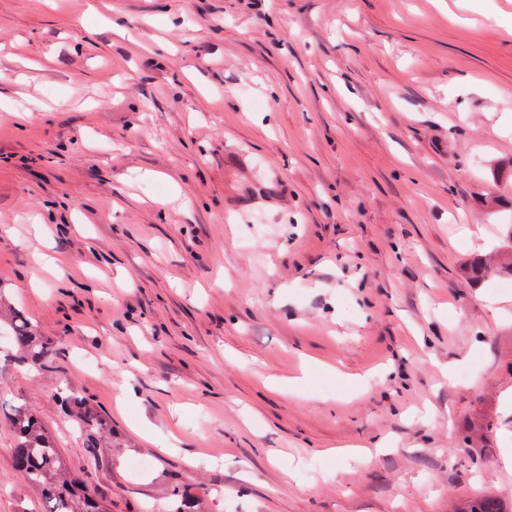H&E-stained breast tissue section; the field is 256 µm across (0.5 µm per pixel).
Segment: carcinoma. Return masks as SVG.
Segmentation results:
<instances>
[{"label": "carcinoma", "mask_w": 512, "mask_h": 512, "mask_svg": "<svg viewBox=\"0 0 512 512\" xmlns=\"http://www.w3.org/2000/svg\"><path fill=\"white\" fill-rule=\"evenodd\" d=\"M11 330L23 352L21 361L34 369L47 366L51 349L37 336L30 320L14 313ZM58 396L62 407L74 418L79 433L85 436L86 451L94 453L99 437L110 431L106 419L86 397L68 387L61 389ZM8 420L16 435L11 449L13 467L26 483L41 492L46 512H105V507L70 476L61 450L28 408L13 409ZM459 512H512V498L483 495L465 503Z\"/></svg>", "instance_id": "1"}]
</instances>
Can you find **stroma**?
I'll list each match as a JSON object with an SVG mask.
<instances>
[{"mask_svg": "<svg viewBox=\"0 0 512 512\" xmlns=\"http://www.w3.org/2000/svg\"><path fill=\"white\" fill-rule=\"evenodd\" d=\"M13 310L0 512L21 405L107 512L512 496V0H0ZM11 330L16 345L23 352L21 361L34 369L47 366L51 358V349L40 336H37L30 320L15 312L11 319ZM58 396L62 407L74 418L79 433L85 436L86 451L93 454L99 437L111 433L106 419L86 397L69 387L62 388Z\"/></svg>", "mask_w": 512, "mask_h": 512, "instance_id": "35a3bbf8", "label": "stroma"}]
</instances>
